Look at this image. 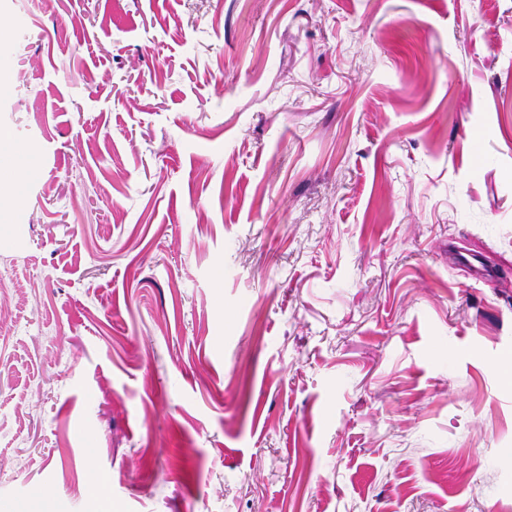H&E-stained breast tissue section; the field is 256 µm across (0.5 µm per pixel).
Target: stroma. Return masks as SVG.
I'll return each mask as SVG.
<instances>
[{
    "mask_svg": "<svg viewBox=\"0 0 512 512\" xmlns=\"http://www.w3.org/2000/svg\"><path fill=\"white\" fill-rule=\"evenodd\" d=\"M1 23L0 512H512V0ZM36 173L23 161V153L5 137H0V198L17 193L19 181Z\"/></svg>",
    "mask_w": 512,
    "mask_h": 512,
    "instance_id": "stroma-1",
    "label": "stroma"
}]
</instances>
